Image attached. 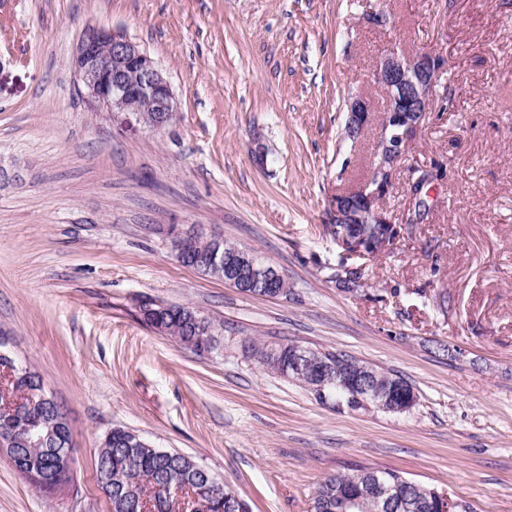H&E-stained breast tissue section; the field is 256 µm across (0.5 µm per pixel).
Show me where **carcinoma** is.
I'll list each match as a JSON object with an SVG mask.
<instances>
[{
  "instance_id": "cac0c4a2",
  "label": "carcinoma",
  "mask_w": 512,
  "mask_h": 512,
  "mask_svg": "<svg viewBox=\"0 0 512 512\" xmlns=\"http://www.w3.org/2000/svg\"><path fill=\"white\" fill-rule=\"evenodd\" d=\"M160 323L164 332L187 347L196 348L200 326L211 327L207 318L189 306L169 305L156 317L145 321L148 326ZM296 349L292 343L272 346L264 342L252 346L251 357L266 370L292 379L309 390H315L319 384L332 398H342L341 379L330 376L323 382L315 379L312 364L319 359H331L329 351H308L311 365L302 366L296 373H285L288 369V353ZM375 384L385 390L387 384L398 383L407 395L412 386L403 378L376 369ZM25 424L38 426L43 441L19 447V457H10L14 469L33 481L36 488L51 491L54 472L52 465L60 459L62 446L69 442V435L63 426L52 417L46 406H34L24 410L23 414L12 417L0 413V430L17 428ZM96 470L110 480L112 503L116 512H234L231 496L222 498L203 497L195 503L182 505L175 500L167 489L174 482L189 490L196 491L207 484L206 473L202 466L190 458L175 452L162 453L160 448H145L139 444L133 433L122 427H114L108 439L101 443L95 462ZM357 491L346 474L327 477L318 487L315 495L318 512H339L340 497ZM394 512H440L439 502L433 489L416 482L408 486L404 506Z\"/></svg>"
}]
</instances>
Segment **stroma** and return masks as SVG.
Segmentation results:
<instances>
[{"instance_id":"stroma-1","label":"stroma","mask_w":512,"mask_h":512,"mask_svg":"<svg viewBox=\"0 0 512 512\" xmlns=\"http://www.w3.org/2000/svg\"><path fill=\"white\" fill-rule=\"evenodd\" d=\"M90 27L162 68L166 129L88 100L73 55ZM393 49L448 68L382 201L403 235L349 293L326 209L368 180L379 127L347 139L345 101L382 112L372 73ZM418 168L430 208L408 225ZM192 229L279 267L288 296L182 266L171 239ZM143 298L199 311L215 348L145 325ZM0 331L76 449L51 492L0 454V512H108L95 458L115 426L189 456L250 512H313L320 483L358 466L512 512V0H0ZM255 340L345 352L417 403L321 402L250 358Z\"/></svg>"}]
</instances>
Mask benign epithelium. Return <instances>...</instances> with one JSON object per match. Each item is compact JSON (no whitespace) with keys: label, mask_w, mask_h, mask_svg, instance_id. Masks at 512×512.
<instances>
[{"label":"benign epithelium","mask_w":512,"mask_h":512,"mask_svg":"<svg viewBox=\"0 0 512 512\" xmlns=\"http://www.w3.org/2000/svg\"><path fill=\"white\" fill-rule=\"evenodd\" d=\"M444 57L431 53L389 51L382 55L373 72V82L386 100L381 117V136L377 142L367 182L345 189L331 199L327 223L336 241L353 258L374 257L389 252L401 234V225L392 221L379 201L393 186L399 160L434 101L438 79L446 70ZM75 71L88 99L109 112L128 115L127 124L158 130L169 125L177 107L169 83L153 59L124 33L101 28L85 32L74 56ZM348 136L353 129L365 130L372 121L369 99L354 94L347 100ZM171 251L183 266L224 277V283L255 288L258 294L278 297L283 294L286 275L271 264H261L249 249L225 253L223 239L181 234L171 241ZM364 266L344 264L336 269V279L351 288L361 283ZM336 377L345 383L346 399L366 407L400 413L410 410L417 396L402 398L384 394L374 387L371 377H354L342 364ZM33 429H11L0 434V450L14 453L16 445L39 442ZM362 485L359 497L372 496L388 512L406 498L404 487L387 484L379 476L362 471L354 475Z\"/></svg>","instance_id":"7a95c632"}]
</instances>
